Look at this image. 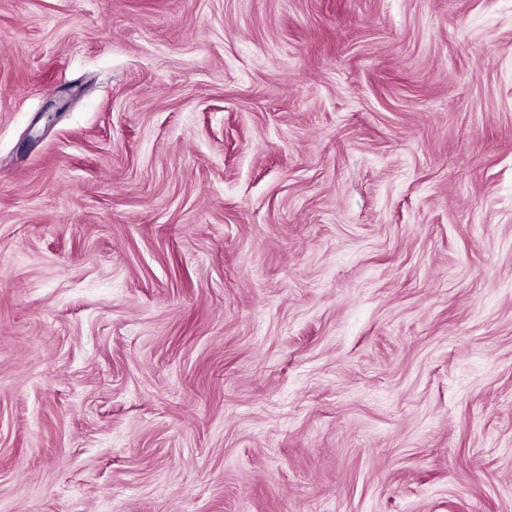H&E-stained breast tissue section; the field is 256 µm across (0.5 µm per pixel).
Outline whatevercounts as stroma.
<instances>
[{
    "mask_svg": "<svg viewBox=\"0 0 512 512\" xmlns=\"http://www.w3.org/2000/svg\"><path fill=\"white\" fill-rule=\"evenodd\" d=\"M0 512H512V0H0Z\"/></svg>",
    "mask_w": 512,
    "mask_h": 512,
    "instance_id": "35a3bbf8",
    "label": "stroma"
}]
</instances>
